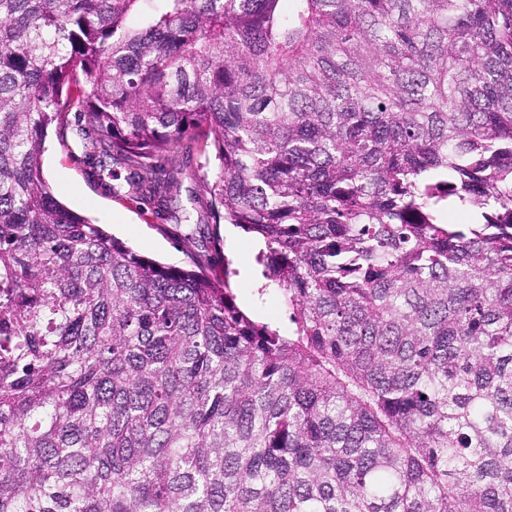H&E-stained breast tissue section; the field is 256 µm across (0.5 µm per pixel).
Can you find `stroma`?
<instances>
[{"label": "stroma", "mask_w": 512, "mask_h": 512, "mask_svg": "<svg viewBox=\"0 0 512 512\" xmlns=\"http://www.w3.org/2000/svg\"><path fill=\"white\" fill-rule=\"evenodd\" d=\"M42 164L46 180L62 203L160 263L186 266L188 251L204 254L211 251L213 241H220L221 253L214 261L231 259L236 271L231 286L238 305L253 319L287 330V307L276 287L262 278L252 237L241 231L229 234L224 223L214 226L202 221L208 198L194 176L180 175L169 203L171 216L163 220L152 206L112 194L93 169L70 157L56 132L47 135Z\"/></svg>", "instance_id": "1"}]
</instances>
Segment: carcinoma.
<instances>
[{"label": "carcinoma", "mask_w": 512, "mask_h": 512, "mask_svg": "<svg viewBox=\"0 0 512 512\" xmlns=\"http://www.w3.org/2000/svg\"><path fill=\"white\" fill-rule=\"evenodd\" d=\"M141 2L0 0V512H512V0ZM71 113L159 207L210 141L288 334L59 201Z\"/></svg>", "instance_id": "cac0c4a2"}]
</instances>
